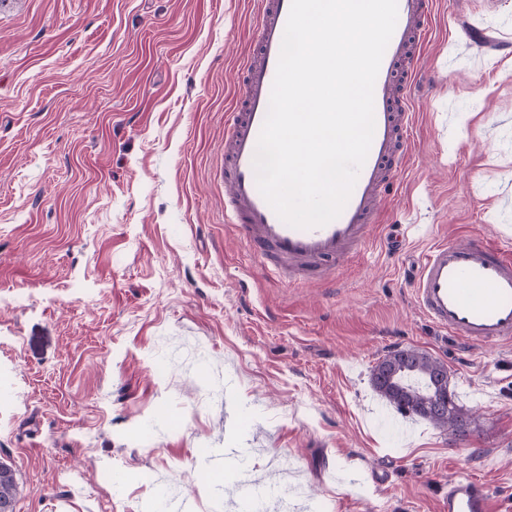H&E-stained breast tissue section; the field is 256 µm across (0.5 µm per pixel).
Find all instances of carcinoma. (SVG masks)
I'll list each match as a JSON object with an SVG mask.
<instances>
[{
    "label": "carcinoma",
    "instance_id": "obj_1",
    "mask_svg": "<svg viewBox=\"0 0 512 512\" xmlns=\"http://www.w3.org/2000/svg\"><path fill=\"white\" fill-rule=\"evenodd\" d=\"M440 361L430 354L409 347L406 357L395 361L381 359L373 368L371 383L374 390L392 405L397 412L402 406L410 407L408 416L421 417L435 427L453 435L463 428L468 417L459 407L454 395L440 393L436 366ZM21 493L12 469L0 463V500L16 503Z\"/></svg>",
    "mask_w": 512,
    "mask_h": 512
}]
</instances>
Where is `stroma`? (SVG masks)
I'll list each match as a JSON object with an SVG mask.
<instances>
[{"label":"stroma","instance_id":"obj_1","mask_svg":"<svg viewBox=\"0 0 512 512\" xmlns=\"http://www.w3.org/2000/svg\"><path fill=\"white\" fill-rule=\"evenodd\" d=\"M411 155L330 282L268 275L224 221V127L256 0L0 8V463L16 512H239L204 448H241L288 512H442L483 483L512 512V344L435 328L436 242L512 252V0H433ZM448 368L465 440L372 388L390 350ZM79 471V485L62 482ZM21 493L19 484L16 481L12 469L4 463H0V500L10 501L12 505L16 503ZM2 501L0 503V512H11L12 507L9 503Z\"/></svg>","mask_w":512,"mask_h":512}]
</instances>
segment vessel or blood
Wrapping results in <instances>:
<instances>
[{
	"label": "vessel or blood",
	"instance_id": "b4317fda",
	"mask_svg": "<svg viewBox=\"0 0 512 512\" xmlns=\"http://www.w3.org/2000/svg\"><path fill=\"white\" fill-rule=\"evenodd\" d=\"M292 0H257L253 52L241 68L243 90L224 131V219L236 225L264 270L293 283L324 281L358 254L379 211L399 185L411 146L416 63L431 36L428 0H397L398 18L374 85L375 127L350 198L330 223L298 229L284 223L258 190L253 160L265 121ZM417 305L440 330L471 345L512 342V255L478 238L440 243L413 280ZM482 483L448 485L444 512H492Z\"/></svg>",
	"mask_w": 512,
	"mask_h": 512
}]
</instances>
